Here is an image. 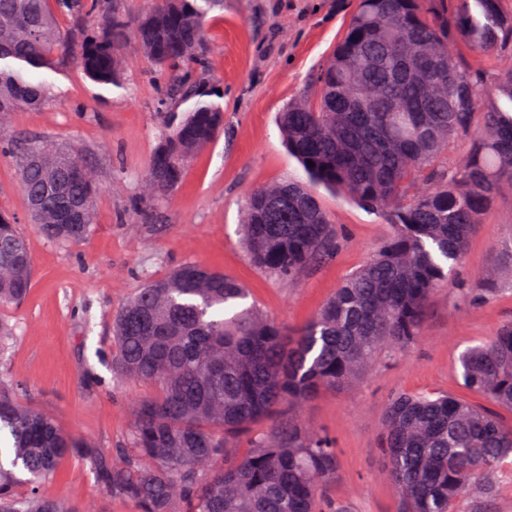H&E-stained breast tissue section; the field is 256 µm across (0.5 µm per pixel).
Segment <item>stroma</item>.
<instances>
[{
    "label": "stroma",
    "mask_w": 512,
    "mask_h": 512,
    "mask_svg": "<svg viewBox=\"0 0 512 512\" xmlns=\"http://www.w3.org/2000/svg\"><path fill=\"white\" fill-rule=\"evenodd\" d=\"M353 7L354 0H224L209 12L205 88L224 113V129L190 157L182 183L161 202L143 199L144 176L166 129L193 107L189 101L162 107L171 74L132 41L124 46L117 85L93 82L70 60L38 71L46 103L6 115L1 135L76 147L97 191L88 238L73 247L49 242L33 228L15 164L0 153V212L14 218L33 260L26 300L0 308L14 329L0 379L18 385L23 404L76 439L106 450L121 445L131 428V402L154 388L113 374L112 322L148 280L185 262L204 265L243 283L251 302L294 330L376 254L392 233L385 217L328 192L321 204L341 235L340 248L292 280L254 264L240 235L248 190L302 174L281 140L277 116L311 91ZM491 269L497 280H486ZM450 279V287L433 295L414 345L382 351L359 380L322 391L298 411L336 449V474L320 492L336 512H408L381 452L393 395L441 392L492 407L464 386L459 358L512 323L511 186L484 215ZM44 488L71 500L78 512H133L77 456L63 458ZM451 509L512 512V469L498 473L490 497L475 489Z\"/></svg>",
    "instance_id": "1"
}]
</instances>
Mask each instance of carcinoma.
Here are the masks:
<instances>
[{
	"label": "carcinoma",
	"mask_w": 512,
	"mask_h": 512,
	"mask_svg": "<svg viewBox=\"0 0 512 512\" xmlns=\"http://www.w3.org/2000/svg\"><path fill=\"white\" fill-rule=\"evenodd\" d=\"M50 0H0V119L41 106L30 79L69 53ZM94 13L100 0H56ZM507 0H357L343 34L313 76V92L278 122L305 179L256 188L244 205L243 241L258 266L282 279L330 258L338 235L317 190L340 193L394 228L318 316L293 332L248 303L241 284L197 263L152 280L120 308L112 370L156 394L133 404L127 441L109 451L67 435L0 381V512H76L40 484L58 462L88 461L97 482L133 512H336L318 492L336 470V449L291 418L250 441L251 424L358 377L385 345L421 336L433 292L461 260L482 215L512 182V66L492 76L469 67L458 45L512 52ZM223 0H155L137 18L114 9L84 30L73 59L93 81L117 85L121 49L134 40L156 66L179 73L164 105L196 99L152 156L145 187L168 197L192 153L224 126L205 100V17ZM462 139L459 164L442 156ZM19 167L36 231L60 245L85 241L95 182L72 147L24 142L7 149ZM314 163L310 167L307 162ZM80 204L65 222L60 202ZM32 258L13 218L0 213V306L31 288ZM464 385L512 411V325L460 357ZM386 472L409 512H450L471 486L512 458V428L448 394L400 393L384 416ZM29 489L17 492L21 483Z\"/></svg>",
	"instance_id": "cac0c4a2"
}]
</instances>
